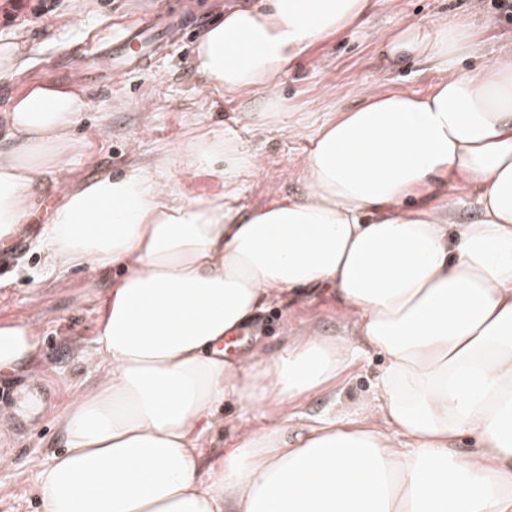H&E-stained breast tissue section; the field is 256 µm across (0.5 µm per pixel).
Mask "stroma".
<instances>
[{
	"mask_svg": "<svg viewBox=\"0 0 512 512\" xmlns=\"http://www.w3.org/2000/svg\"><path fill=\"white\" fill-rule=\"evenodd\" d=\"M226 0H180L188 18L183 42L153 63L121 81L103 75L85 86L90 103L73 137L78 149L72 158L79 180L102 173L120 177L132 167L153 163L194 134L215 130L239 142L263 159L260 171L246 177L239 195L244 210L266 204L272 194L298 196L304 191L294 174L310 147L294 127L311 128L339 108L356 104L360 91L378 85L387 90L427 92L438 73L423 59L393 58L380 46L404 28L430 26L449 14L465 13L479 23L474 52L464 63L475 69L490 63L499 46L512 42V16L502 0H377L367 28H349L320 41L281 76L275 97L253 91L228 96L206 86L192 62L200 34L224 11ZM45 17L20 26L0 17V44L12 45L17 64L0 79V110L10 99L37 81L72 85L88 62L78 49L89 36H109L113 28L134 25L144 14L160 10L159 0H46ZM282 113L257 130L262 113ZM59 194L39 191L34 215L23 229L22 249L0 244V322L25 317L43 332L41 349L31 365L0 373V409L9 405L16 388L39 374L49 388L50 404L38 425L17 423L0 452L13 465L0 469V512H44L35 492L38 477L65 440L55 415L90 376L99 307L112 286L111 272L88 269H50L43 233L49 210ZM309 321L323 333L338 329L339 307L330 289L308 288L292 300L270 308L253 322L248 348L273 351L286 320ZM384 366L375 353L363 361L354 378L336 399L315 396L299 409L305 416L327 414L332 405H351L368 395ZM223 423L206 432L198 458L200 470L234 445L247 413L228 404Z\"/></svg>",
	"mask_w": 512,
	"mask_h": 512,
	"instance_id": "stroma-1",
	"label": "stroma"
}]
</instances>
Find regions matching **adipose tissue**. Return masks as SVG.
<instances>
[{
	"mask_svg": "<svg viewBox=\"0 0 512 512\" xmlns=\"http://www.w3.org/2000/svg\"><path fill=\"white\" fill-rule=\"evenodd\" d=\"M372 0H229L200 35L206 84L275 92L319 41L365 25ZM453 14L388 41L442 72L427 93L362 90L317 125L302 195L243 211L259 155L218 132L115 178L72 184L81 90L40 82L0 112V243L44 183L63 197L48 264L117 269L93 374L57 417L66 448L39 475L45 512H512V48L473 71ZM222 191L195 197L173 167ZM331 288L340 329L287 322L283 343L224 358V339L299 288ZM40 333L0 323V369ZM371 395L290 435L289 407L342 391L366 352ZM261 408L199 472L224 403ZM474 442L458 452L461 438Z\"/></svg>",
	"mask_w": 512,
	"mask_h": 512,
	"instance_id": "1",
	"label": "adipose tissue"
}]
</instances>
